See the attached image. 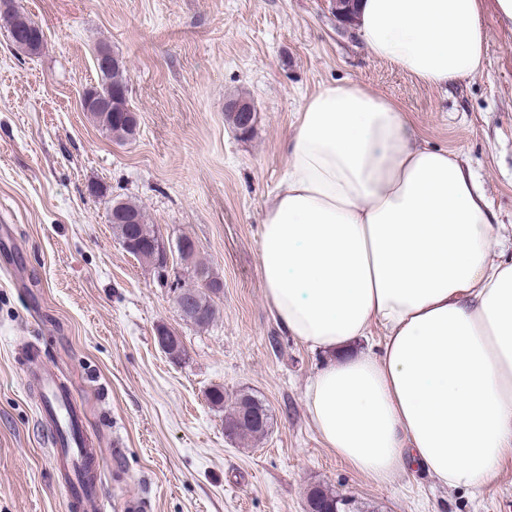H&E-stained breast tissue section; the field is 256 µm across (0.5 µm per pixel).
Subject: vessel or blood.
<instances>
[{
	"label": "vessel or blood",
	"instance_id": "1",
	"mask_svg": "<svg viewBox=\"0 0 512 512\" xmlns=\"http://www.w3.org/2000/svg\"><path fill=\"white\" fill-rule=\"evenodd\" d=\"M32 374L41 386V420L47 427L56 469L74 512H87L93 505L103 506L104 496L97 478L99 457L88 441L72 393L43 369L33 368Z\"/></svg>",
	"mask_w": 512,
	"mask_h": 512
}]
</instances>
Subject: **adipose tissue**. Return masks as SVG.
Masks as SVG:
<instances>
[{
    "label": "adipose tissue",
    "instance_id": "1",
    "mask_svg": "<svg viewBox=\"0 0 512 512\" xmlns=\"http://www.w3.org/2000/svg\"><path fill=\"white\" fill-rule=\"evenodd\" d=\"M370 52L447 87L479 72V0H358ZM266 202L261 283L278 324L329 356L306 403L325 446L388 481L412 464L482 489L512 454V259L468 165L355 83L322 87ZM380 329L377 352L352 354Z\"/></svg>",
    "mask_w": 512,
    "mask_h": 512
}]
</instances>
